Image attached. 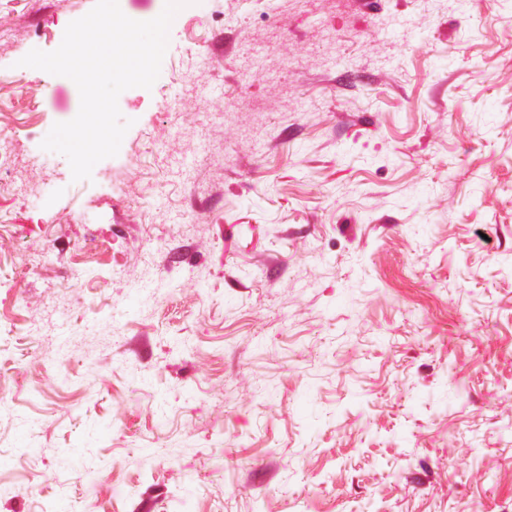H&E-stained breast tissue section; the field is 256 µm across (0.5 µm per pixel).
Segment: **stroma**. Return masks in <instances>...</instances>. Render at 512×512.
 <instances>
[{
  "instance_id": "35a3bbf8",
  "label": "stroma",
  "mask_w": 512,
  "mask_h": 512,
  "mask_svg": "<svg viewBox=\"0 0 512 512\" xmlns=\"http://www.w3.org/2000/svg\"><path fill=\"white\" fill-rule=\"evenodd\" d=\"M94 3L0 0V512H512V0H196L76 181ZM19 139L13 129H6L0 125V171L9 167L12 158L16 156V147Z\"/></svg>"
}]
</instances>
